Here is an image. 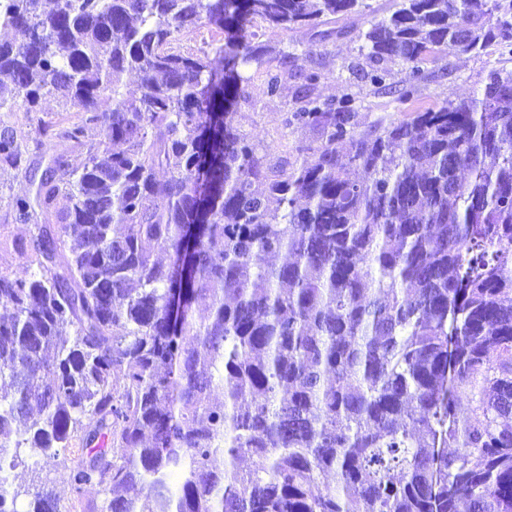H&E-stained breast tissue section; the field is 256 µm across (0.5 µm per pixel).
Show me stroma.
<instances>
[{
	"mask_svg": "<svg viewBox=\"0 0 512 512\" xmlns=\"http://www.w3.org/2000/svg\"><path fill=\"white\" fill-rule=\"evenodd\" d=\"M367 11L341 17L338 22L345 35L317 48L314 54L305 49L311 39L307 30L281 31L259 30L261 41L277 49L293 54L297 66L314 69L322 79L314 93L321 98L353 95L356 100L357 120L361 129H369L378 121L401 119L413 112L417 104L442 103L457 100L463 94L483 87L490 70L512 72V53L489 48L480 55H458L452 52L439 55L425 65L427 79L419 103L402 104L394 100L386 89L382 90L357 80L352 74V64L361 62L358 35L368 28L372 18L386 15L392 0H367ZM248 77V98L237 107L236 124L259 150L279 156H296L299 149L317 145L319 135L309 128L285 127L283 115L296 105L297 80L284 76L277 96L265 94V70L249 67L244 71ZM79 113L63 106L56 97L44 96L38 111H26L24 106H15L13 111L0 112V123L13 127L18 137L27 146L28 164L47 163L51 155L64 154L73 162L86 156L85 147L54 138L44 140L41 130L50 126L61 128L78 121ZM32 188L23 175L14 169L0 167V275H12L29 266L31 258L15 247L17 239L26 237L35 225L54 223L50 213H36L29 222L20 221L14 208L16 198L31 194Z\"/></svg>",
	"mask_w": 512,
	"mask_h": 512,
	"instance_id": "stroma-1",
	"label": "stroma"
}]
</instances>
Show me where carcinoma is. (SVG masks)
<instances>
[{
  "label": "carcinoma",
  "mask_w": 512,
  "mask_h": 512,
  "mask_svg": "<svg viewBox=\"0 0 512 512\" xmlns=\"http://www.w3.org/2000/svg\"><path fill=\"white\" fill-rule=\"evenodd\" d=\"M365 7L0 0L22 33L0 40V109L53 95L83 113L58 136L88 145L24 167L0 125V166L34 187L20 220L57 221L0 275V512H60L36 456L101 512H512V73L359 132L355 98L300 68L284 124L320 144L293 162L235 123L243 67L269 96L288 72L255 25L309 30L312 54ZM392 8L358 72L384 88L404 66L401 104L441 53L512 52V0Z\"/></svg>",
  "instance_id": "1"
}]
</instances>
